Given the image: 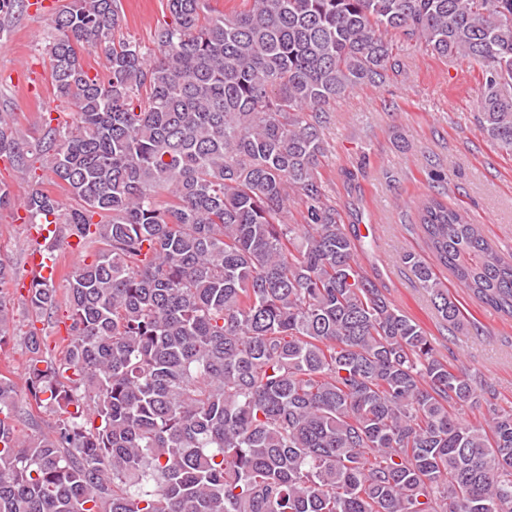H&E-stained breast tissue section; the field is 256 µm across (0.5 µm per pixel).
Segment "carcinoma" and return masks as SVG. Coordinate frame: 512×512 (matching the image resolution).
<instances>
[{
  "label": "carcinoma",
  "instance_id": "1",
  "mask_svg": "<svg viewBox=\"0 0 512 512\" xmlns=\"http://www.w3.org/2000/svg\"><path fill=\"white\" fill-rule=\"evenodd\" d=\"M26 2L0 0V35ZM249 2L163 0L152 49L115 41L121 0L50 19L54 93L76 112L47 113L39 147L75 205L37 189L24 209L96 251L64 276L62 355L25 336L28 398L58 413L48 432L20 434L0 372V512H512V409L358 265L319 172L336 100L404 76L396 39L479 62L477 119L512 152V0ZM0 159L34 168L9 112ZM412 227L512 317V257L479 225L429 197ZM402 261L458 325L432 267ZM20 303L49 326L58 289L34 278ZM13 323L0 295V345Z\"/></svg>",
  "mask_w": 512,
  "mask_h": 512
}]
</instances>
